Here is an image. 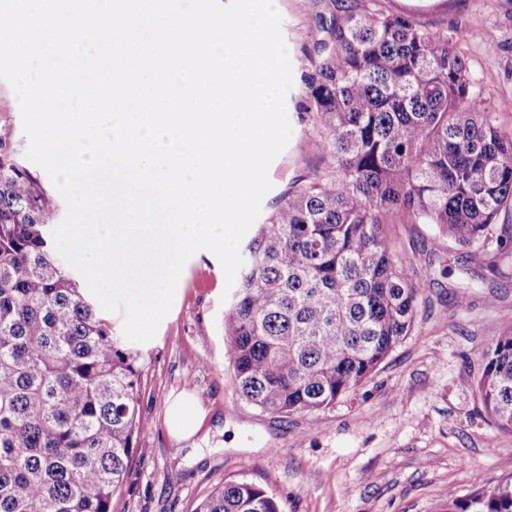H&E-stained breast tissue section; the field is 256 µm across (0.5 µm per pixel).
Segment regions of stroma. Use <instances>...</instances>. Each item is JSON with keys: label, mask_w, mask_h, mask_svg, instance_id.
Segmentation results:
<instances>
[{"label": "stroma", "mask_w": 512, "mask_h": 512, "mask_svg": "<svg viewBox=\"0 0 512 512\" xmlns=\"http://www.w3.org/2000/svg\"><path fill=\"white\" fill-rule=\"evenodd\" d=\"M291 58L286 97L289 144L269 168L268 217L294 180L325 169L319 132L305 112L303 76L311 68L316 21L331 0H274ZM456 37L469 70L504 132H512V0H381ZM17 159L28 138L11 87L0 81V128ZM389 245L416 259L420 290L413 333L357 390L331 406L284 418L239 397L223 322L222 265L195 253L180 276L181 294L144 355L141 411L150 427L112 512H196L224 481L263 484L285 512H444L449 492L464 496L512 474V433L489 420L476 391L481 352L512 316V267L490 272L424 224H389ZM470 292L458 306L454 292ZM194 394L205 415L195 440L178 443L165 424L170 397Z\"/></svg>", "instance_id": "35a3bbf8"}]
</instances>
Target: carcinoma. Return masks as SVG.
<instances>
[{"instance_id": "carcinoma-1", "label": "carcinoma", "mask_w": 512, "mask_h": 512, "mask_svg": "<svg viewBox=\"0 0 512 512\" xmlns=\"http://www.w3.org/2000/svg\"><path fill=\"white\" fill-rule=\"evenodd\" d=\"M305 86L330 163L293 181L245 246L224 316L238 395L288 417L365 382L415 325V259L386 224H427L490 270L512 263V134L479 102L457 41L332 0ZM55 209L0 142V512H111L138 438L142 354L112 334L52 249ZM476 392L512 432V325ZM197 512H283L227 480ZM446 512H512V475Z\"/></svg>"}]
</instances>
